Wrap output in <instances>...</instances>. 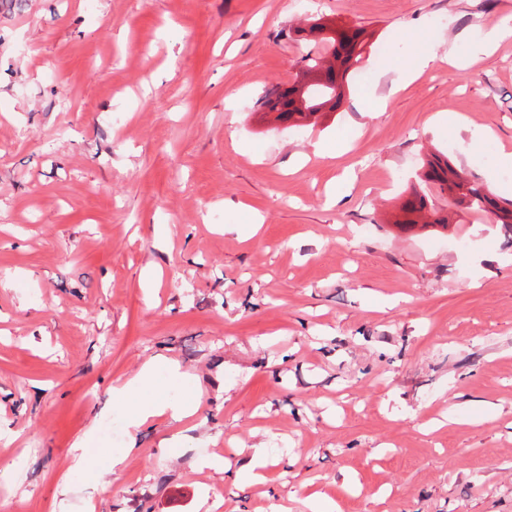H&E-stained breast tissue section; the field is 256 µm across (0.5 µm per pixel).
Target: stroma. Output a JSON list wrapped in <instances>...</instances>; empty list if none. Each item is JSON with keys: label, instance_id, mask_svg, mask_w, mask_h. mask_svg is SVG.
Returning <instances> with one entry per match:
<instances>
[{"label": "stroma", "instance_id": "obj_1", "mask_svg": "<svg viewBox=\"0 0 512 512\" xmlns=\"http://www.w3.org/2000/svg\"><path fill=\"white\" fill-rule=\"evenodd\" d=\"M321 15L374 34L340 107L260 122ZM505 18L512 0H0V512H306L316 491L512 512V246L445 196L448 228L390 222L431 152L512 197V36L469 53ZM418 33L436 59L394 90ZM148 364L191 415L130 426L112 388ZM253 446L262 485L233 478Z\"/></svg>", "mask_w": 512, "mask_h": 512}]
</instances>
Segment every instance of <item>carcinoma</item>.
Wrapping results in <instances>:
<instances>
[{
  "label": "carcinoma",
  "instance_id": "carcinoma-1",
  "mask_svg": "<svg viewBox=\"0 0 512 512\" xmlns=\"http://www.w3.org/2000/svg\"><path fill=\"white\" fill-rule=\"evenodd\" d=\"M318 47L307 52L296 63V71L287 86L270 89L259 101L264 114H275V120L292 126L308 125L318 114L333 112L343 96V86L351 67L362 59L370 46V34L361 28L336 26L331 19L319 17L307 28L298 30ZM423 182L438 194L446 195L461 209H477L512 229V200L497 198L486 186L469 179L446 158L433 156L423 163ZM397 224H440L448 227V216L442 215L424 190L413 188L402 203Z\"/></svg>",
  "mask_w": 512,
  "mask_h": 512
}]
</instances>
